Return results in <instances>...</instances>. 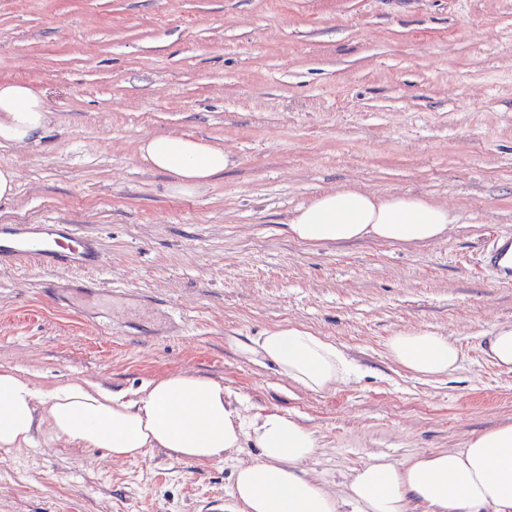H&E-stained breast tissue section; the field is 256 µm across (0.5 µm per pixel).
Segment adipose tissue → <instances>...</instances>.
I'll return each instance as SVG.
<instances>
[{
	"mask_svg": "<svg viewBox=\"0 0 512 512\" xmlns=\"http://www.w3.org/2000/svg\"><path fill=\"white\" fill-rule=\"evenodd\" d=\"M50 123L29 84L0 83V146L40 143ZM138 153L182 193L211 183L229 164L223 148L178 135L145 140ZM452 222L446 207L414 195L382 198L345 187L296 210L287 234L310 244L369 238L413 246L441 238ZM386 348L394 363L422 378L446 375L459 363L457 346L429 332L398 333ZM237 349L310 393L335 392L355 375L336 342L301 324L269 328ZM242 406L222 385L182 372L131 398L91 382L46 389L1 370L0 446L18 448L48 433L116 458L163 448L178 460L203 461L234 455L249 443L258 453L237 465L231 487L241 512H512V424L475 434L464 448L401 463L370 455L335 492L305 468L319 447L313 431L278 411L245 416Z\"/></svg>",
	"mask_w": 512,
	"mask_h": 512,
	"instance_id": "obj_1",
	"label": "adipose tissue"
}]
</instances>
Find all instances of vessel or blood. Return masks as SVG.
<instances>
[{
  "mask_svg": "<svg viewBox=\"0 0 512 512\" xmlns=\"http://www.w3.org/2000/svg\"><path fill=\"white\" fill-rule=\"evenodd\" d=\"M512 249V236L499 238L483 255L485 269L499 284H512V267H502L505 252ZM27 259L35 268L49 272L59 268L86 271V278L76 280L85 289V303H92L108 286L90 277V270L100 267L103 255L94 238L72 224H6L0 226V266L6 267Z\"/></svg>",
  "mask_w": 512,
  "mask_h": 512,
  "instance_id": "1",
  "label": "vessel or blood"
}]
</instances>
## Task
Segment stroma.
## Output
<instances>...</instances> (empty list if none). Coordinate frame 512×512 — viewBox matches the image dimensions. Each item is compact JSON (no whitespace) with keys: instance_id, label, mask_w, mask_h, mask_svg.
Listing matches in <instances>:
<instances>
[{"instance_id":"obj_1","label":"stroma","mask_w":512,"mask_h":512,"mask_svg":"<svg viewBox=\"0 0 512 512\" xmlns=\"http://www.w3.org/2000/svg\"><path fill=\"white\" fill-rule=\"evenodd\" d=\"M5 80L53 122L43 144L0 147L18 175L0 225H78L115 294L85 310L35 268L0 270V367L137 396L171 372L214 380L247 413L309 427L306 468L337 491L370 454L402 462L512 423V371L486 353L512 325V286L480 261L512 234V0H0ZM169 135L223 147L228 168L173 191L138 153ZM346 186L454 221L418 247L288 237L298 208ZM155 298L177 331L159 333ZM288 323L340 345L353 381L313 395L237 351ZM410 331L448 337L457 368L392 362L387 339ZM255 454L116 460L44 434L0 447V512H238L232 473Z\"/></svg>"}]
</instances>
